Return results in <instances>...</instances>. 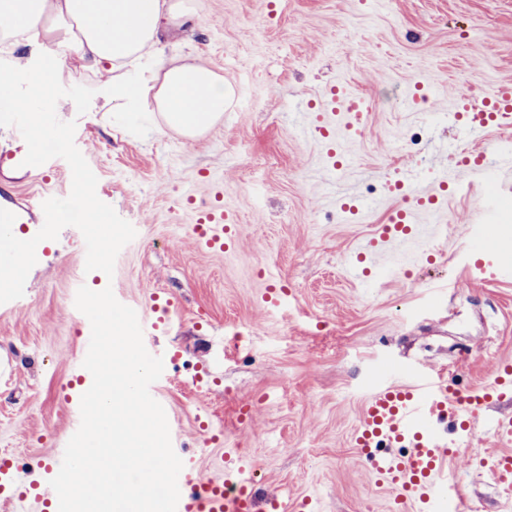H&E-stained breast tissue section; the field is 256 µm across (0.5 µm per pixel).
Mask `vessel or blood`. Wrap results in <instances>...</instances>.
Segmentation results:
<instances>
[{
	"mask_svg": "<svg viewBox=\"0 0 512 512\" xmlns=\"http://www.w3.org/2000/svg\"><path fill=\"white\" fill-rule=\"evenodd\" d=\"M332 104L343 110L348 127L361 124L367 110L363 98L351 94L331 95ZM454 117L465 130H499L512 125V83L497 86L481 103L462 96L455 101ZM512 162V141L498 143L494 153L471 150L459 169L469 176L488 175L495 159ZM512 195V182L490 179L484 183L471 222L465 228L467 237L490 239L496 229L495 215L503 198ZM4 207L14 213L15 222L24 239H31L44 224L41 201L21 202L6 197ZM408 211L394 210L388 224L364 244L349 262L351 277L366 275V261H378L406 248L410 238ZM234 226L232 217L222 206H203L197 215L196 244L207 251L220 252ZM470 277L492 282L511 283L512 264L482 257L467 260ZM176 307L172 302L152 303L149 313L141 318L144 335L153 336L173 320ZM92 380L80 375L77 384L68 385L64 399L73 422H80V400ZM485 399L468 395L453 387L443 373L417 368L409 382L379 386L366 399L356 427V445L364 458L397 501L406 505L428 503V492L437 487L454 512H464L466 503L459 482L448 476L447 463L460 455L462 439L474 433L481 422ZM62 453L47 457L40 465V477L25 489L15 488L10 459L0 460V503L18 512L30 506L32 512H58L59 499L51 487L61 466ZM224 475L221 479H205L198 475L193 459H185L178 477L180 498L176 512H256L258 503L253 487V466L238 456L236 449L224 453Z\"/></svg>",
	"mask_w": 512,
	"mask_h": 512,
	"instance_id": "1",
	"label": "vessel or blood"
}]
</instances>
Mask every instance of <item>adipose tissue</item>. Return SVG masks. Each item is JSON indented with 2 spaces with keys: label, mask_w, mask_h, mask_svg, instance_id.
Returning <instances> with one entry per match:
<instances>
[{
  "label": "adipose tissue",
  "mask_w": 512,
  "mask_h": 512,
  "mask_svg": "<svg viewBox=\"0 0 512 512\" xmlns=\"http://www.w3.org/2000/svg\"><path fill=\"white\" fill-rule=\"evenodd\" d=\"M189 12L187 0H0V42L68 43L83 69L112 72L105 98L113 111L157 113L161 129L193 138L220 119L228 91L213 69L168 59L158 47L160 28L177 29ZM47 79L46 67L1 68L0 98L25 82L31 111H56Z\"/></svg>",
  "instance_id": "1"
}]
</instances>
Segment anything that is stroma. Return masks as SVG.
I'll use <instances>...</instances> for the list:
<instances>
[{
  "mask_svg": "<svg viewBox=\"0 0 512 512\" xmlns=\"http://www.w3.org/2000/svg\"><path fill=\"white\" fill-rule=\"evenodd\" d=\"M171 57L200 58L224 78L219 122L194 139L159 131L146 112H115L103 76L72 72L62 53L52 92L57 116L76 124L96 193L131 223L119 252L115 297L136 314L155 292L177 301L181 325L148 337L171 352L156 382L170 434L202 474L243 448L257 468L260 501L311 499L317 512H391L392 493L355 446L368 393L430 363L462 388L512 367V285L472 279L466 251L512 262V199L492 246L467 240L478 186L440 193L432 258L389 263L364 280L345 255L388 223L437 175H454L470 139L448 112L460 94L482 98L512 81V0H192ZM369 103L355 129L309 128L330 87ZM72 172L50 182L40 170L0 172V188L67 197ZM197 201L219 195L238 224L237 243L206 253L192 240ZM84 238L63 228L30 270L22 297L0 304V457L29 485L38 461L68 441L64 386L83 369L87 317L75 306L86 271ZM287 307L263 312L270 283ZM449 474L466 487L471 512H512V488L486 460L512 454V440L476 432Z\"/></svg>",
  "mask_w": 512,
  "mask_h": 512,
  "instance_id": "stroma-1",
  "label": "stroma"
}]
</instances>
